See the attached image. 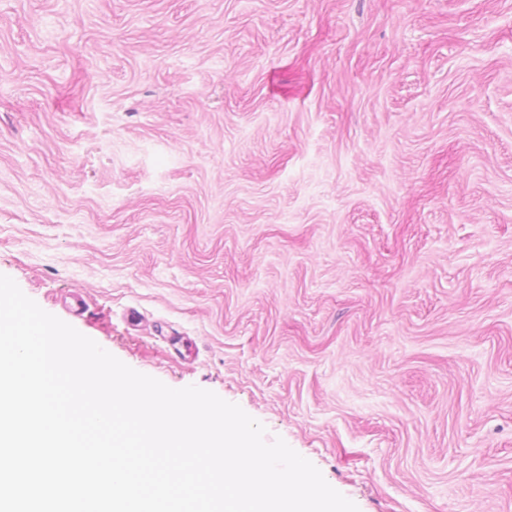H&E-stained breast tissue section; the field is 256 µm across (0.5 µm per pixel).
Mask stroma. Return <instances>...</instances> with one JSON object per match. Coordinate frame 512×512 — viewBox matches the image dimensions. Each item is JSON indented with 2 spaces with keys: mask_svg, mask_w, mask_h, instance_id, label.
<instances>
[{
  "mask_svg": "<svg viewBox=\"0 0 512 512\" xmlns=\"http://www.w3.org/2000/svg\"><path fill=\"white\" fill-rule=\"evenodd\" d=\"M0 274L359 512H512V0H0Z\"/></svg>",
  "mask_w": 512,
  "mask_h": 512,
  "instance_id": "1",
  "label": "stroma"
}]
</instances>
